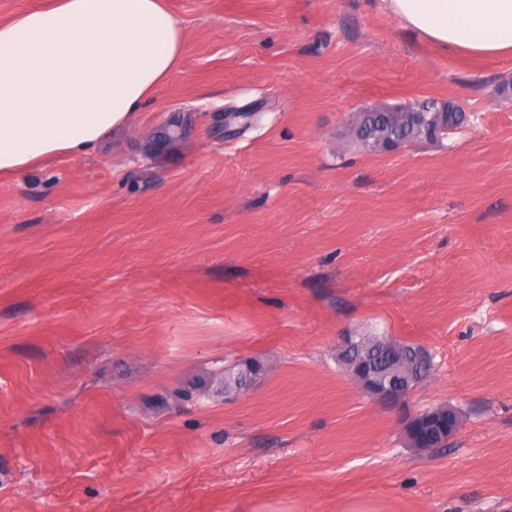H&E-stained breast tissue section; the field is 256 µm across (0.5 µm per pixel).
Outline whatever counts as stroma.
Wrapping results in <instances>:
<instances>
[{"mask_svg": "<svg viewBox=\"0 0 512 512\" xmlns=\"http://www.w3.org/2000/svg\"><path fill=\"white\" fill-rule=\"evenodd\" d=\"M167 4L184 53L136 121L0 180V512H512V59L378 0ZM423 98L468 125L351 142L353 113ZM173 111L188 147L144 157ZM375 332L434 362L394 402L336 359ZM439 404L447 448L409 447ZM260 364L249 360L224 369V396L240 393L254 384L259 375ZM448 414L453 420L452 426H448ZM462 421L459 411L451 405H441L430 409L426 417L421 420L416 416L409 424L406 436L409 444L410 432L417 431L421 435L429 436V441L426 445L435 446V448H447L448 440L458 430Z\"/></svg>", "mask_w": 512, "mask_h": 512, "instance_id": "1", "label": "stroma"}]
</instances>
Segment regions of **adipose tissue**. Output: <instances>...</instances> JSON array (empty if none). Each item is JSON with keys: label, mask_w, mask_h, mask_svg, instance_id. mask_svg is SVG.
<instances>
[{"label": "adipose tissue", "mask_w": 512, "mask_h": 512, "mask_svg": "<svg viewBox=\"0 0 512 512\" xmlns=\"http://www.w3.org/2000/svg\"><path fill=\"white\" fill-rule=\"evenodd\" d=\"M462 56H512V0H384ZM184 29L166 0H51L0 22V177L91 154L177 70Z\"/></svg>", "instance_id": "ef3b65f1"}]
</instances>
